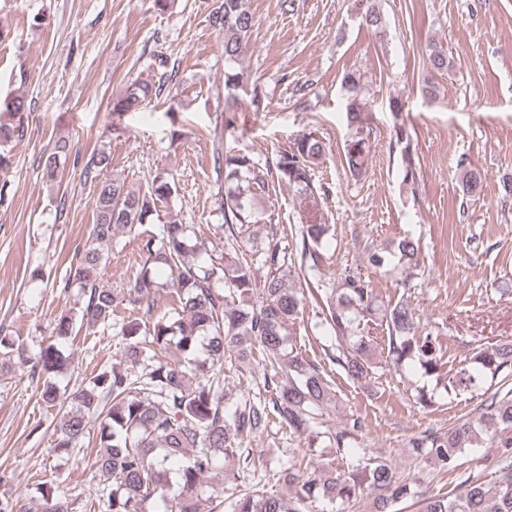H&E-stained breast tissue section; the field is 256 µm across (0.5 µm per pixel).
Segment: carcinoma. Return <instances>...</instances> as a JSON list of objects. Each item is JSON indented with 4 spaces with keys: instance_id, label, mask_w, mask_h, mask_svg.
Here are the masks:
<instances>
[{
    "instance_id": "1",
    "label": "carcinoma",
    "mask_w": 512,
    "mask_h": 512,
    "mask_svg": "<svg viewBox=\"0 0 512 512\" xmlns=\"http://www.w3.org/2000/svg\"><path fill=\"white\" fill-rule=\"evenodd\" d=\"M362 22L374 29L384 23L376 0H356ZM213 28L224 32V111L238 110L233 91L249 81L244 66L254 15L249 0H220L210 14ZM429 68L448 70L443 47L429 46ZM349 93L347 107L350 139L343 168L357 180L368 169L372 128L360 102L361 78L344 76ZM163 83L133 81L112 100L113 112H130L159 95ZM26 100L21 96L0 99V169L9 163V142L23 135L21 123ZM409 131H396L400 145L403 181L417 182L415 159L410 151ZM71 142L60 137L43 162V178L53 185L72 154ZM326 154L323 140L314 132L298 135L290 149L277 152L260 163L214 131L212 155L216 173L215 203L230 232L237 227L264 222V213L254 201L265 192L269 173L288 184L308 208L306 220L295 233V249L276 237L262 243L249 238L201 267L191 257L197 244L190 225L165 221L143 236L141 268L127 287L108 288L97 281L119 231L142 236L139 228L157 210V204L173 193L169 180L158 175L145 191L131 190L112 176V154L105 148L93 152L85 175L97 182L94 223L84 244L75 248L64 288L77 286L82 303L60 315L56 336L65 339L76 330L114 328L127 341L125 363L114 364L92 378L89 385L63 396L55 376L65 365L56 344L40 352L31 366L32 375L44 377L41 400L54 406L61 400L71 408L54 425L55 450L69 452L100 421L98 450L92 467L96 485L91 504L105 512H144L153 501L161 512H201L202 481L223 470L224 482L249 473L250 452L240 447L242 438L258 435L279 423L295 435L315 434L343 448L362 429L361 419L349 417L344 427L331 432L314 431L326 407L334 401L333 381L321 364L302 356L294 343L293 326L301 313L303 270H314L326 259L331 225L325 222L322 203L326 187L314 180L315 166ZM481 172L463 170L462 192L469 198L480 194ZM419 243L399 240L394 248H371L367 264L376 272L398 266L417 267ZM264 268L263 285L255 271ZM224 282V292L215 288ZM173 297L171 307L155 313V298ZM127 304L144 311L148 326L115 321L116 309ZM319 325L335 340L325 350L331 364L353 381H365L375 371L371 351L374 337L360 332L362 322L385 324L387 358L405 375L440 376L446 362L433 330L418 331L409 306L398 301L382 304L371 280L360 272L346 270L336 286L325 292V308ZM191 357L190 365L168 356L171 348ZM246 358L259 353L265 395L239 402L228 412L224 403V357L226 353ZM471 365L442 379L447 392L479 390L483 399L464 419L444 432L425 430L410 440L412 451L434 462L439 471L455 477L446 494L421 499L418 512H512V340L479 349ZM486 440L497 449L495 480L487 483L459 471L460 454ZM284 479L293 492L269 494L257 482L232 505V512H349L360 498L363 486L377 491L375 512H390L411 495L410 486L397 477L380 456L359 459L338 471L328 466L310 472L291 459ZM39 512H68V505L53 486L41 490Z\"/></svg>"
}]
</instances>
